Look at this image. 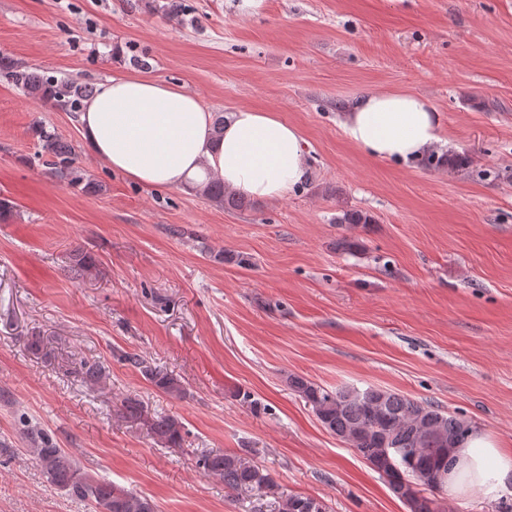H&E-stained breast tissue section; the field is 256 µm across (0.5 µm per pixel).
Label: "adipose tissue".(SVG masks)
<instances>
[{
	"mask_svg": "<svg viewBox=\"0 0 512 512\" xmlns=\"http://www.w3.org/2000/svg\"><path fill=\"white\" fill-rule=\"evenodd\" d=\"M78 123L95 158L147 186H198L216 177L245 198L274 201L288 197L307 174L299 129L275 111L237 108L218 133L195 94L143 73L100 84ZM341 127L351 144L384 160L419 158L448 142L441 113L410 92L355 99ZM444 491L452 500L512 491V452L483 430H472L456 452Z\"/></svg>",
	"mask_w": 512,
	"mask_h": 512,
	"instance_id": "1",
	"label": "adipose tissue"
}]
</instances>
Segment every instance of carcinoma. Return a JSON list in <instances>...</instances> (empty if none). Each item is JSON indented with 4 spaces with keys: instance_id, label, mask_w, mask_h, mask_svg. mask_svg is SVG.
Listing matches in <instances>:
<instances>
[{
    "instance_id": "1",
    "label": "carcinoma",
    "mask_w": 512,
    "mask_h": 512,
    "mask_svg": "<svg viewBox=\"0 0 512 512\" xmlns=\"http://www.w3.org/2000/svg\"><path fill=\"white\" fill-rule=\"evenodd\" d=\"M0 71L25 94L50 103L67 112L76 111L81 101L95 93L92 85L69 81H51L38 69L0 58ZM43 151L53 158L50 174L73 184L82 181L72 147L55 133L41 130ZM202 194L228 208H241L247 201L211 178ZM89 252L71 255L70 272L79 279L95 268ZM120 359L139 369L142 376L162 392L181 397L186 393L173 374L151 365L135 353L124 352ZM75 373L90 387L106 380V370L98 362L83 361ZM288 385L312 407L322 426L353 448L375 471L383 475L392 493L406 505L408 512H443L438 492L454 450L472 429L470 423L428 401H417L394 391L377 388L359 390L321 387L303 377H288ZM122 417L147 421L148 430L158 443L176 446L184 440V426L169 415L152 414L134 398L122 403ZM33 460L46 481L70 496L87 501L96 512H155L151 500L123 487L95 478L42 430L26 431ZM198 467L209 477L224 483L234 492H248L258 498L274 493L267 471L236 453L205 452ZM277 512H326L322 502L302 495H288L277 501Z\"/></svg>"
}]
</instances>
